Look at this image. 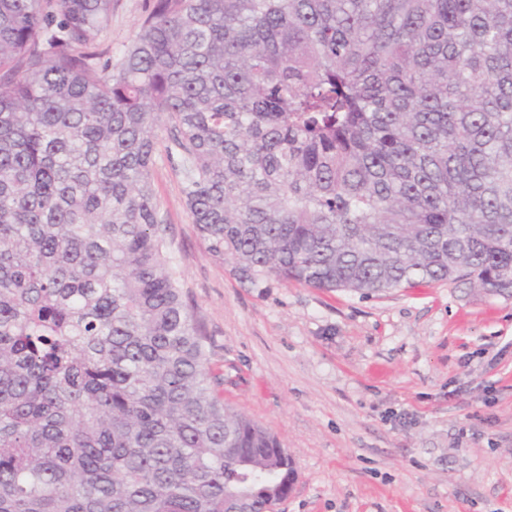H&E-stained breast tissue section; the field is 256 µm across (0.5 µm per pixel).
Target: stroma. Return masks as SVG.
Here are the masks:
<instances>
[{
  "label": "stroma",
  "mask_w": 512,
  "mask_h": 512,
  "mask_svg": "<svg viewBox=\"0 0 512 512\" xmlns=\"http://www.w3.org/2000/svg\"><path fill=\"white\" fill-rule=\"evenodd\" d=\"M148 5L112 0L99 48L119 57ZM157 137L166 255L211 374L295 461L278 512H512V298L240 281L192 221L168 127Z\"/></svg>",
  "instance_id": "1"
}]
</instances>
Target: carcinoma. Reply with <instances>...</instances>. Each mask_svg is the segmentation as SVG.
Here are the masks:
<instances>
[{"mask_svg": "<svg viewBox=\"0 0 512 512\" xmlns=\"http://www.w3.org/2000/svg\"><path fill=\"white\" fill-rule=\"evenodd\" d=\"M0 0V512H277L151 187L168 123L211 253L363 294L512 297V0ZM150 0H112V21L103 31L97 44L100 50H109L112 60L131 44L140 31V19Z\"/></svg>", "mask_w": 512, "mask_h": 512, "instance_id": "cac0c4a2", "label": "carcinoma"}]
</instances>
